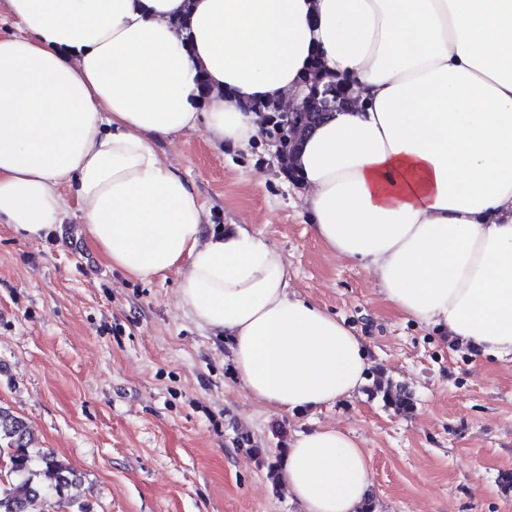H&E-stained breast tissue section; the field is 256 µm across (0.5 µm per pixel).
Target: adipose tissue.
I'll return each mask as SVG.
<instances>
[{"label":"adipose tissue","mask_w":512,"mask_h":512,"mask_svg":"<svg viewBox=\"0 0 512 512\" xmlns=\"http://www.w3.org/2000/svg\"><path fill=\"white\" fill-rule=\"evenodd\" d=\"M0 223L47 236L76 202L124 275L179 271L184 313L229 343L244 391L317 413L359 395L364 337L291 284L245 224L206 232L156 149L204 129L245 150L250 103L288 101L313 60L355 105L294 165L316 238L362 264L402 318L512 361V0H0ZM282 485L302 512H361L350 432L296 434Z\"/></svg>","instance_id":"1"}]
</instances>
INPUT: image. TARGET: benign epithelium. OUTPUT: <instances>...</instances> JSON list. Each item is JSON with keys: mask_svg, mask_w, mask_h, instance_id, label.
Here are the masks:
<instances>
[{"mask_svg": "<svg viewBox=\"0 0 512 512\" xmlns=\"http://www.w3.org/2000/svg\"><path fill=\"white\" fill-rule=\"evenodd\" d=\"M298 96L300 102L291 108L277 104L281 135L267 137L268 145L274 148L273 155L279 167L288 170V178L291 180L295 179L291 161L316 122L330 112L351 107L355 102L353 90L339 82L331 91L322 93L310 80L304 79Z\"/></svg>", "mask_w": 512, "mask_h": 512, "instance_id": "benign-epithelium-1", "label": "benign epithelium"}]
</instances>
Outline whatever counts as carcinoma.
Listing matches in <instances>:
<instances>
[{
	"label": "carcinoma",
	"mask_w": 512,
	"mask_h": 512,
	"mask_svg": "<svg viewBox=\"0 0 512 512\" xmlns=\"http://www.w3.org/2000/svg\"><path fill=\"white\" fill-rule=\"evenodd\" d=\"M372 396L398 412L413 408L410 394L391 382H376ZM25 421L0 407V512H38L43 494L69 485V468L54 454L34 451Z\"/></svg>",
	"instance_id": "carcinoma-1"
}]
</instances>
